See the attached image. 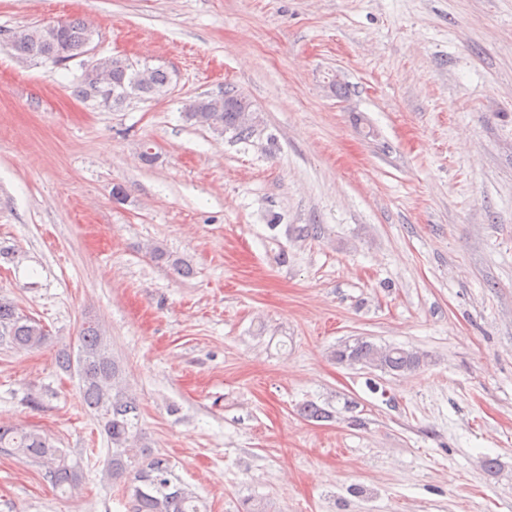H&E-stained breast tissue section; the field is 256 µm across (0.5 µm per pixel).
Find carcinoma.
Listing matches in <instances>:
<instances>
[{
	"instance_id": "obj_1",
	"label": "carcinoma",
	"mask_w": 512,
	"mask_h": 512,
	"mask_svg": "<svg viewBox=\"0 0 512 512\" xmlns=\"http://www.w3.org/2000/svg\"><path fill=\"white\" fill-rule=\"evenodd\" d=\"M93 30L81 20L25 26L6 31L0 40L23 60H36L56 69L67 68L81 54ZM111 81L110 106L144 101L168 90L172 78L162 67L133 62L128 58L103 56L82 72L73 94L94 101L96 78ZM187 120L219 134L230 132L237 140H248L256 132L250 101L231 86L216 96L198 97L185 104ZM49 339L48 331L21 312L11 298L0 294V341L13 349L28 351ZM427 355L401 347H382L366 339L339 345L334 359L340 364H360L387 373L406 374L424 366ZM60 368L76 369L82 403L98 414V424L112 448L107 476L126 486L130 512H206L201 500L175 477L168 459L137 447L139 411L137 400L123 390L122 372L97 323L81 328L77 358L68 352L58 356ZM0 451L25 457L45 469L52 485L65 492L80 480V466L69 454L53 445L51 438L36 430L0 424Z\"/></svg>"
}]
</instances>
